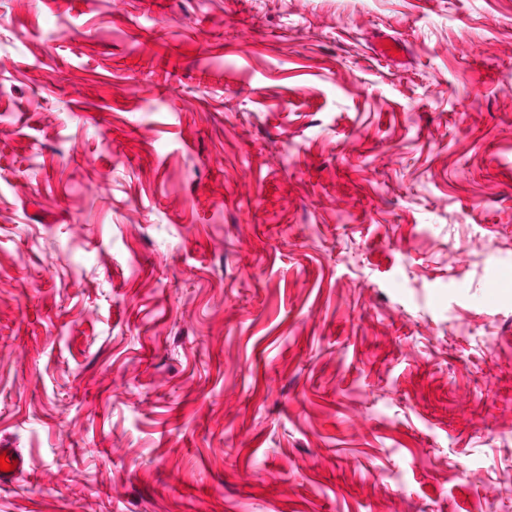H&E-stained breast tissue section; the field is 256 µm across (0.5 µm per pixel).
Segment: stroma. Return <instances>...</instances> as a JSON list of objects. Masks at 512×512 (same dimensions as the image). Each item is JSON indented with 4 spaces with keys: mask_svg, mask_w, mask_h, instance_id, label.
Returning a JSON list of instances; mask_svg holds the SVG:
<instances>
[{
    "mask_svg": "<svg viewBox=\"0 0 512 512\" xmlns=\"http://www.w3.org/2000/svg\"><path fill=\"white\" fill-rule=\"evenodd\" d=\"M0 444V512H512V0H0ZM6 453L8 461L15 468L10 472L0 471V485L11 483L19 475L27 473L31 468L30 458L18 448H5L0 444V455Z\"/></svg>",
    "mask_w": 512,
    "mask_h": 512,
    "instance_id": "obj_1",
    "label": "stroma"
}]
</instances>
